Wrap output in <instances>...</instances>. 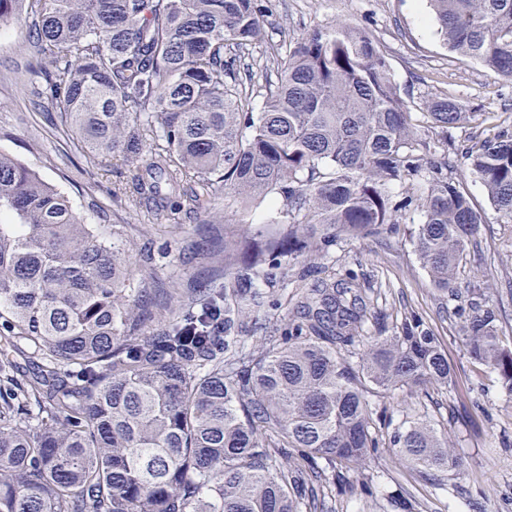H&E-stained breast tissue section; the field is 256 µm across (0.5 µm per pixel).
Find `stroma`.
Instances as JSON below:
<instances>
[{
	"label": "stroma",
	"mask_w": 512,
	"mask_h": 512,
	"mask_svg": "<svg viewBox=\"0 0 512 512\" xmlns=\"http://www.w3.org/2000/svg\"><path fill=\"white\" fill-rule=\"evenodd\" d=\"M267 10L268 41L283 45L318 26L353 19L380 44L421 139L444 148L441 129L431 127L419 107L431 94L445 93L465 105L472 117L452 129L457 145L478 132L512 130V79L494 75L481 64L458 60L443 44L428 0H261ZM25 21L0 26V151L13 155L72 200L85 223L121 224L133 250L150 246L158 278L207 287L224 266V240L234 236V216L225 215L224 198L216 196L206 210L181 195L178 227L158 228L153 205L110 202L113 182L130 181L132 171L112 170L91 179L75 136L60 126L55 105L39 95L29 70L34 56ZM455 175L465 182L483 217L470 262L458 282L462 294L493 284L503 342L512 347V223H503L465 155L456 158ZM412 222L386 224L358 240H342L324 265L336 279L358 275L366 283V303L385 326L417 313L439 337L456 371L454 390H432L426 396H397L389 411L403 408L433 419L456 443L465 461L456 482L466 498L447 499L418 472L389 455L376 465L386 474L373 496L332 490L323 512H393L392 496L413 498L417 512H512V397L493 373L468 358L448 303L435 292L411 241Z\"/></svg>",
	"instance_id": "stroma-1"
}]
</instances>
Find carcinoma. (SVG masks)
I'll return each mask as SVG.
<instances>
[{"instance_id":"1","label":"carcinoma","mask_w":512,"mask_h":512,"mask_svg":"<svg viewBox=\"0 0 512 512\" xmlns=\"http://www.w3.org/2000/svg\"><path fill=\"white\" fill-rule=\"evenodd\" d=\"M448 50L512 78V0H430ZM30 20L33 74L73 132L91 178L118 162L112 202L153 203L200 185L240 221L269 201L273 228L224 241L234 262L208 288H143L124 226L105 238L64 192L0 153V338L39 362L27 382L0 358V512H305L313 482L368 491L389 452L441 486L464 468L431 419L387 401L451 387L454 370L415 313L388 329L356 278L321 260L345 238L406 217L389 188L426 178L412 243L455 303L469 358L512 396V348L484 288L459 304V265L481 224L456 149L426 143L374 37L353 20L315 27L271 52L255 111L238 63L265 40L259 0H0V26ZM431 124H463L446 94ZM495 209L512 222V134L467 151ZM304 262L310 280L276 334L261 288Z\"/></svg>"}]
</instances>
